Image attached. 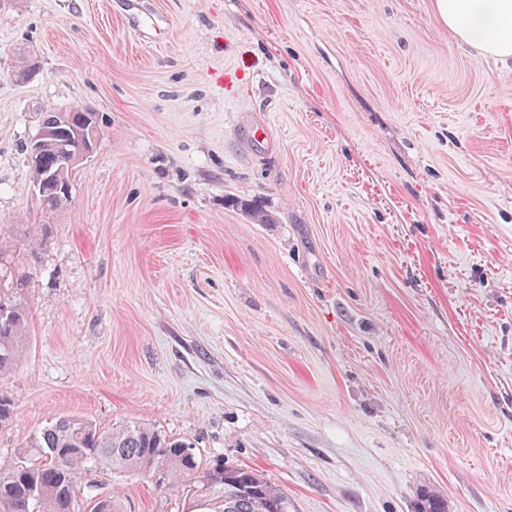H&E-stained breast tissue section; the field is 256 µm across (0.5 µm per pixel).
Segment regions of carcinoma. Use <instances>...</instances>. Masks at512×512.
Masks as SVG:
<instances>
[{
    "mask_svg": "<svg viewBox=\"0 0 512 512\" xmlns=\"http://www.w3.org/2000/svg\"><path fill=\"white\" fill-rule=\"evenodd\" d=\"M68 134L44 148L32 165L34 180L45 183L43 209L54 212L72 200V169L59 165L60 146L76 139L87 120L99 122L97 113L79 106L67 108ZM35 254L32 233L23 240L0 236V376L16 366L26 339L28 308L24 300L25 276L18 273L21 246ZM185 439L168 438L137 422L107 430L80 416H63L43 427L11 460L0 462V512H78V495L92 488L87 477L106 470L114 475H165L162 486L193 484V496L207 512H288V495L249 467L224 464L217 457L202 462ZM91 512H124L117 494L93 500Z\"/></svg>",
    "mask_w": 512,
    "mask_h": 512,
    "instance_id": "obj_1",
    "label": "carcinoma"
}]
</instances>
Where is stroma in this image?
<instances>
[{
  "instance_id": "1",
  "label": "stroma",
  "mask_w": 512,
  "mask_h": 512,
  "mask_svg": "<svg viewBox=\"0 0 512 512\" xmlns=\"http://www.w3.org/2000/svg\"><path fill=\"white\" fill-rule=\"evenodd\" d=\"M68 106L101 133L49 215L26 147ZM21 224L49 239L20 258L0 459L64 415L138 420L289 512H512V65L434 0H0V235Z\"/></svg>"
}]
</instances>
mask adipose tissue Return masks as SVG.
Wrapping results in <instances>:
<instances>
[{"label":"adipose tissue","instance_id":"ef3b65f1","mask_svg":"<svg viewBox=\"0 0 512 512\" xmlns=\"http://www.w3.org/2000/svg\"><path fill=\"white\" fill-rule=\"evenodd\" d=\"M434 7L461 43L512 62V0H434Z\"/></svg>","mask_w":512,"mask_h":512}]
</instances>
